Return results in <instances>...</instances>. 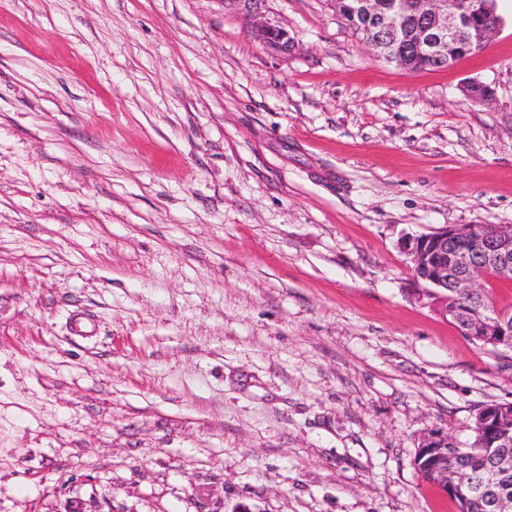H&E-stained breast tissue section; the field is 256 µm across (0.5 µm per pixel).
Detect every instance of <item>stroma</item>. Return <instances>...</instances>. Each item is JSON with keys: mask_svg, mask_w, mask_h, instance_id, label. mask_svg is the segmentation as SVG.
<instances>
[{"mask_svg": "<svg viewBox=\"0 0 512 512\" xmlns=\"http://www.w3.org/2000/svg\"><path fill=\"white\" fill-rule=\"evenodd\" d=\"M496 10L408 71L334 0H0V512H458L418 448L472 446L512 352L400 242L512 224ZM255 35L264 46L279 53L288 54L295 47V39L287 29L268 21L255 25ZM275 35H278L276 39Z\"/></svg>", "mask_w": 512, "mask_h": 512, "instance_id": "obj_1", "label": "stroma"}]
</instances>
